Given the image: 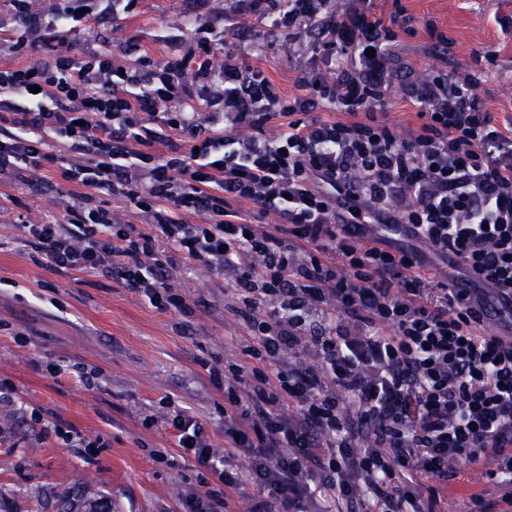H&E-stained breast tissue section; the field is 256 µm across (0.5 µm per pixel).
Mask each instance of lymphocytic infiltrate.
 I'll return each instance as SVG.
<instances>
[{
	"mask_svg": "<svg viewBox=\"0 0 512 512\" xmlns=\"http://www.w3.org/2000/svg\"><path fill=\"white\" fill-rule=\"evenodd\" d=\"M136 0H65L57 26L103 8L120 19ZM290 44L311 23L321 42L284 94L262 69L226 59L207 39L173 38L161 60L119 69L112 52L57 55L0 69V176L37 181L63 150L73 203L64 221L27 224L36 261L117 280L162 310L187 314L174 264L228 273L239 286L248 364L224 378V448L190 412L173 416L178 448L237 491L262 494L252 512H435L455 461H484L497 498L475 493L468 512H512V342L484 333L482 315L431 275L427 255L456 254L473 287L512 290V121L476 93V73L430 70L404 96L417 129L400 136L378 108L390 95L396 29L367 0H251ZM202 101V126L191 100ZM339 111L336 120L322 111ZM248 129L247 137L218 125ZM276 135H268L272 120ZM169 138L168 154L151 152ZM352 213L389 214L396 243L340 224L337 187ZM133 204L143 227L98 205ZM275 212L267 227L244 217ZM307 345L310 367L288 354Z\"/></svg>",
	"mask_w": 512,
	"mask_h": 512,
	"instance_id": "obj_1",
	"label": "lymphocytic infiltrate"
}]
</instances>
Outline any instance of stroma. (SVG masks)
I'll use <instances>...</instances> for the list:
<instances>
[{
	"mask_svg": "<svg viewBox=\"0 0 512 512\" xmlns=\"http://www.w3.org/2000/svg\"><path fill=\"white\" fill-rule=\"evenodd\" d=\"M415 35L394 44L402 71L383 107V119L400 135L415 127L404 98L406 81L431 69L478 70L477 94L497 120L512 117V0H402ZM62 0H33L44 27L27 33L16 23L11 0H0V67L26 64L10 46L20 36L35 43L34 56L82 55L111 47L116 61L136 64L127 43L160 60L166 37L185 43L207 35L215 65L225 55L262 67L283 93L294 94L300 59L246 0H138L122 19L96 15L76 27H56ZM454 42L449 58L433 53L426 21ZM494 51L493 63L477 54ZM61 166L46 164L40 181L24 185L0 178L9 199L0 214V383L10 382L0 402V512H56L57 498L73 481L90 482L109 497L114 512H184L198 491L200 466L176 448L168 421L186 410L204 424L216 448L224 446L225 366L245 361L247 330L234 311L232 278L201 266L178 267L177 287L192 313L153 307L141 294L99 275L61 273L36 264L22 224L63 219L71 201ZM81 364L96 373L93 387L77 375L51 376L48 364ZM88 440L70 448L54 425ZM484 463L460 461V475L439 500L440 512H466L481 491L476 474Z\"/></svg>",
	"mask_w": 512,
	"mask_h": 512,
	"instance_id": "35a3bbf8",
	"label": "stroma"
}]
</instances>
